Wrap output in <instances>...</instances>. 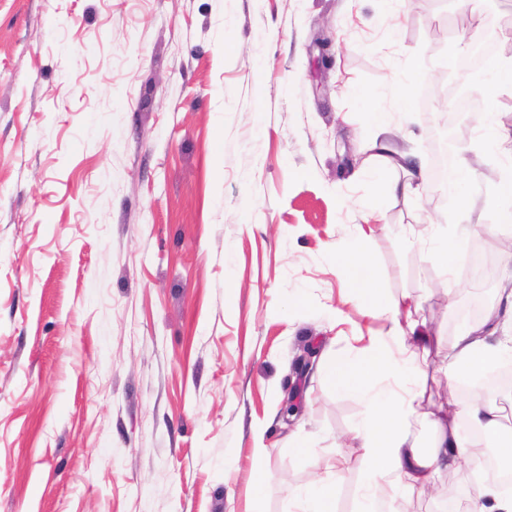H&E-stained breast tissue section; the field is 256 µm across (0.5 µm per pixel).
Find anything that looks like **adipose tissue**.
<instances>
[{"instance_id": "1", "label": "adipose tissue", "mask_w": 512, "mask_h": 512, "mask_svg": "<svg viewBox=\"0 0 512 512\" xmlns=\"http://www.w3.org/2000/svg\"><path fill=\"white\" fill-rule=\"evenodd\" d=\"M360 305L370 316L385 318L387 331L370 337L355 354H336L325 364L324 375L337 389L360 395L367 405V418L350 441L360 449L366 467L364 512H383L394 495L426 491L443 472L464 462L476 464L470 452L472 436L502 434L503 409L479 394L464 406L449 401L447 409L432 418L436 435L430 446L419 447L415 431L428 418L420 406L427 378L421 359L433 328L417 319L419 303L409 295L383 307L365 299ZM507 352L512 353L511 288L502 290L497 309L483 323L459 334L442 373L453 384L480 375ZM463 424L469 433L460 432ZM468 512H512V495L500 492L497 473L482 472Z\"/></svg>"}]
</instances>
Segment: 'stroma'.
<instances>
[{
	"mask_svg": "<svg viewBox=\"0 0 512 512\" xmlns=\"http://www.w3.org/2000/svg\"><path fill=\"white\" fill-rule=\"evenodd\" d=\"M470 17L512 39V0H0V512H288L329 473L359 512L342 442L366 407L323 365L386 329L351 301L360 230L377 300L418 296L438 332L428 409L464 308L512 289L505 170L479 138L489 111L512 132V87L448 109ZM373 109L405 156L380 178ZM441 141L473 161L462 217ZM417 166L418 195L387 196ZM465 225L450 292L423 238ZM313 354L314 353L312 351L307 349L302 355L298 356L294 362L293 366L295 373L297 374L298 382L295 386L289 388L288 396L284 400L283 414L287 421L289 420V416L294 415V413H298L301 409L300 384L309 372Z\"/></svg>",
	"mask_w": 512,
	"mask_h": 512,
	"instance_id": "obj_1",
	"label": "stroma"
}]
</instances>
